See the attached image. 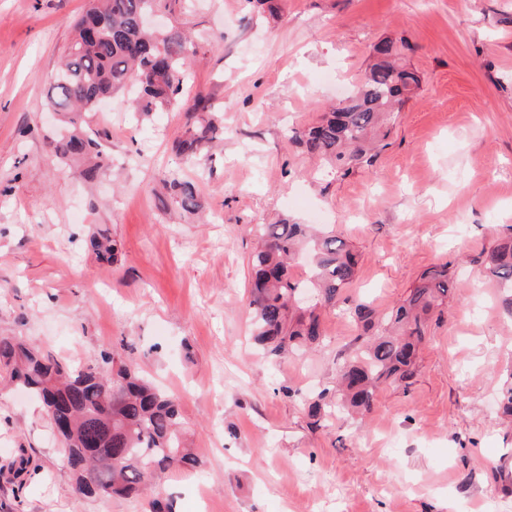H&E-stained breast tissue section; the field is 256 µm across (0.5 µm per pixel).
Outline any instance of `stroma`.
I'll use <instances>...</instances> for the list:
<instances>
[{
	"label": "stroma",
	"instance_id": "stroma-1",
	"mask_svg": "<svg viewBox=\"0 0 512 512\" xmlns=\"http://www.w3.org/2000/svg\"><path fill=\"white\" fill-rule=\"evenodd\" d=\"M86 4L0 0V336L77 364L122 346L177 397L200 465L144 498L83 495L41 404L0 381V512H146L156 494L176 512H512V421L497 407L512 318L484 264L512 230V0H168L159 21L196 44L183 103L145 117L120 96L87 113L109 158L94 182L55 155L48 106ZM384 41L419 86L373 161L340 178L293 136ZM198 95L223 112L224 143L185 162L174 145ZM174 170L204 215L179 209ZM288 217L360 253L350 300L387 313L430 267L455 281L413 384L381 389L363 418L313 429L305 402L351 354V317L324 311V345L285 360L251 340V229ZM98 226L114 260L90 248Z\"/></svg>",
	"mask_w": 512,
	"mask_h": 512
}]
</instances>
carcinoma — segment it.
<instances>
[{
  "instance_id": "cac0c4a2",
  "label": "carcinoma",
  "mask_w": 512,
  "mask_h": 512,
  "mask_svg": "<svg viewBox=\"0 0 512 512\" xmlns=\"http://www.w3.org/2000/svg\"><path fill=\"white\" fill-rule=\"evenodd\" d=\"M157 0H88L75 21V39L51 87L50 101L68 135L56 152L82 160L83 178L94 181L106 166L100 144L83 130V116L117 93L133 95L136 111L148 115L181 99L193 41L171 27L154 30L144 16ZM378 62L370 66L342 111L326 112L294 140L312 158L332 163L338 176L372 162L375 138L385 120L418 86L416 73L397 63L400 50L391 42L375 46ZM176 151L194 160L211 143L224 138V117L212 102L198 96ZM169 189L180 208H203L193 183L171 174ZM251 252L248 308L251 336L266 353L286 357L317 344L323 332L320 311L349 302L344 296L359 264L358 254L335 234L315 224L284 219L255 230ZM101 259H115L117 243L105 231L90 240ZM305 255L303 278L292 268ZM487 276L506 290L503 311L512 318V234L500 237L486 253ZM452 287L448 265L425 270L401 305L380 317L363 300L347 311L360 328L357 347L339 372L341 393L325 402L323 389L310 404L321 421L334 413L367 412L377 390L408 389L416 375V353L425 336L427 316L443 304ZM0 370L44 405L63 442L64 465L78 490L97 496L139 497L158 474L178 468L194 470L198 458L185 449L177 398L107 353L101 362L75 365L31 346L24 336H0Z\"/></svg>"
}]
</instances>
